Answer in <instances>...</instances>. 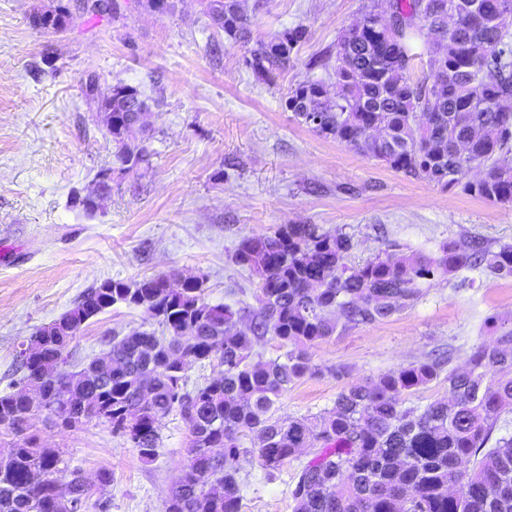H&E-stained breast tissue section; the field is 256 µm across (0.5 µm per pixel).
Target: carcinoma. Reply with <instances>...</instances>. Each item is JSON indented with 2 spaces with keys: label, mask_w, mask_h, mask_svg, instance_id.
Returning a JSON list of instances; mask_svg holds the SVG:
<instances>
[{
  "label": "carcinoma",
  "mask_w": 512,
  "mask_h": 512,
  "mask_svg": "<svg viewBox=\"0 0 512 512\" xmlns=\"http://www.w3.org/2000/svg\"><path fill=\"white\" fill-rule=\"evenodd\" d=\"M391 0L396 40L385 37L387 21L377 6L341 32L333 51L320 60L336 92L321 80H306L288 92V110L301 120L315 112L312 129L381 161L407 178L448 187L462 186L481 199L512 204V167L501 156L512 153V112L494 103L512 97V20L487 22L506 2L479 0ZM459 20L448 30L447 5ZM204 13L233 42L251 41V21L240 0H202ZM33 27L60 32L71 22L67 6L38 9ZM305 31L294 28L249 50L246 63L268 82L291 62ZM446 54L456 81L436 70L413 79L414 61L433 62ZM85 96L112 139L121 144L120 162L132 169L145 161V149L129 142L146 135L144 116L130 109L138 91L117 83L101 88L90 78ZM383 125L385 137L372 134ZM476 132L471 159L485 169L480 181L468 178V164L455 143ZM352 241L320 232L316 224H288L263 237L241 241L235 262L258 279L256 304L233 307L205 299V283L177 288L166 276L105 280L83 292L58 320L39 328L45 339L43 362L21 361L23 379L38 381L42 412L57 425L77 428L94 420L122 435L126 414H138L142 461L158 453L160 418L177 410L192 412L191 474L180 479L165 512H240L239 461L249 453L241 438L260 437L257 455L274 471L314 448L290 489L293 512H512V435L493 437L502 415L512 411V329L493 344L481 343L467 369H448L443 359L419 361L375 380L343 389L332 407L313 417L288 422L272 408L288 386L312 369L310 349L339 331L371 325L414 306L424 283L439 274L481 267L512 277V244L492 247L479 239L448 242L434 255H399L386 250L362 264L347 263ZM141 310L161 333L144 330L106 336L108 353L90 361L106 373L91 385L65 368L67 348L90 319L115 304ZM284 353L254 360V346L266 337ZM224 358L222 376L193 389L180 373L179 359L200 364ZM145 373L155 375L151 401L137 400ZM448 381L449 398L403 405L404 397ZM30 407L20 392L0 395V435L12 437L11 452L0 459V512H58L50 478L61 455L41 446L24 427ZM71 485L78 508L90 498L81 471Z\"/></svg>",
  "instance_id": "carcinoma-1"
}]
</instances>
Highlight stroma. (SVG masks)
<instances>
[{"instance_id":"1","label":"stroma","mask_w":512,"mask_h":512,"mask_svg":"<svg viewBox=\"0 0 512 512\" xmlns=\"http://www.w3.org/2000/svg\"><path fill=\"white\" fill-rule=\"evenodd\" d=\"M68 4L61 33L34 28V10ZM389 0H241L253 41L301 27L305 37L286 71L267 82L246 64L248 46L230 41L200 0H173L171 12L124 8L83 12L81 0H0V394L23 372V343L60 318L87 288L107 279L201 276L213 304H254L257 280L234 260L242 239L285 224H315L351 237L352 264L383 250L432 254L448 241L512 243V205L460 187L404 177L344 143L316 133L288 111L298 83L323 77L320 57L340 32ZM136 87L150 105L146 161L117 165L119 150L82 88ZM112 192L85 211L79 198L102 169ZM512 328V278L482 270L440 275L418 302L391 318L323 340L312 370L274 406L289 420L331 407L344 388L447 352L465 368L472 347ZM137 309L116 305L72 340L68 361L87 363L103 337L153 329ZM158 455L143 462L109 423L43 425L46 447L64 459L68 481L109 471V512H164L189 463L191 434L179 412L160 420ZM240 461L242 512H293L289 494L301 462L267 474L255 436Z\"/></svg>"}]
</instances>
